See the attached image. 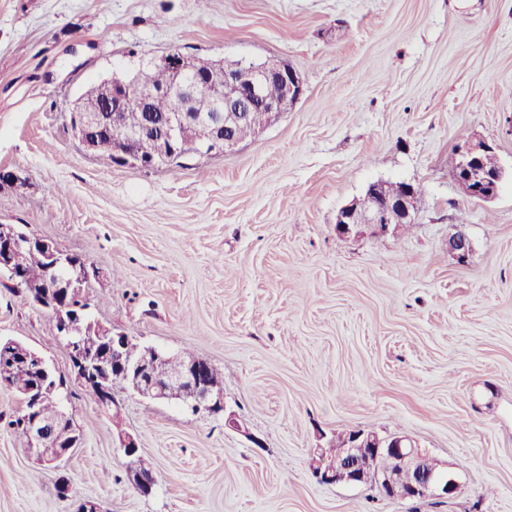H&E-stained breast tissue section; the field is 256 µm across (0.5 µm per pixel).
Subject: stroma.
<instances>
[{
  "mask_svg": "<svg viewBox=\"0 0 512 512\" xmlns=\"http://www.w3.org/2000/svg\"><path fill=\"white\" fill-rule=\"evenodd\" d=\"M174 50L277 58L304 93L233 151L174 170L87 152L74 101ZM466 138L505 171L490 200L454 177ZM1 169L16 179L0 182V223L97 269L82 290L95 321L209 362L225 412L118 381L114 417L72 380L81 443L47 465L0 387V512H512V0H0ZM377 181L419 187L414 224L338 234V211ZM459 229L464 265L448 252ZM53 319L0 286V338L65 373ZM352 430L412 439L457 493L319 482L314 449Z\"/></svg>",
  "mask_w": 512,
  "mask_h": 512,
  "instance_id": "1",
  "label": "stroma"
}]
</instances>
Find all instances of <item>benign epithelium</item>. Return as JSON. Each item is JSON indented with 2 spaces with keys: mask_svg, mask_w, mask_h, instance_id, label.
I'll return each mask as SVG.
<instances>
[{
  "mask_svg": "<svg viewBox=\"0 0 512 512\" xmlns=\"http://www.w3.org/2000/svg\"><path fill=\"white\" fill-rule=\"evenodd\" d=\"M172 74L165 87L138 84L114 75L89 88L74 103L71 111L80 113V121L71 127L75 138L92 153L108 149L122 165L153 169L179 161L186 153L209 155L234 149L242 139L236 128L254 108L266 112V121L288 111L303 95L298 73L278 59L261 63L216 65L206 74L196 72L191 59L181 52H172L151 61ZM280 84V95L266 96L269 82ZM209 90L202 100L197 98L198 85ZM172 102L171 111L160 120L149 113V105L157 96ZM144 113L142 121L132 124L123 113L130 104ZM199 126L209 128L205 141H196L193 132ZM494 148L470 139L458 145L454 171L456 180L468 197L477 200L493 198L504 173L501 167L492 170L483 166V159ZM417 193L406 184L395 195L386 192V184L375 182L368 186L359 201L344 207L336 218V230L349 234L367 225L385 231L390 225L398 227L415 223ZM39 251L50 276L47 287L27 293L37 306L55 315L59 338L65 341L71 372L105 411L118 409L112 384L125 383L147 399H178L194 413L205 411L219 414L224 411L223 383L215 381L209 363L201 358L186 362L177 371L166 366L170 357L154 350L142 354L131 337L114 333L112 329L71 311L67 297L79 291L89 279L87 262L74 260V255L58 250L49 241L31 237L15 224L0 223V274L14 284L26 277L23 259L28 252ZM448 251L459 263H464L472 251L465 232L459 230L448 240ZM96 336L106 342L109 351L98 356L88 353L84 340ZM30 364L42 377L38 387L26 390L28 447L44 464H54L66 457L80 443V436L63 413L49 414L42 410L48 398L59 402L65 380L61 373L34 349L12 339H0V387L16 389L12 367L16 361ZM346 448L339 459H319L313 472L318 481L326 484H361L365 470L383 457L392 462L390 469L377 475V489L390 498H444L458 490V482L445 465L423 454L405 436H381L377 433L354 431L344 436ZM135 489L143 495L151 493L154 478L150 470L141 468L128 473Z\"/></svg>",
  "mask_w": 512,
  "mask_h": 512,
  "instance_id": "benign-epithelium-1",
  "label": "benign epithelium"
}]
</instances>
